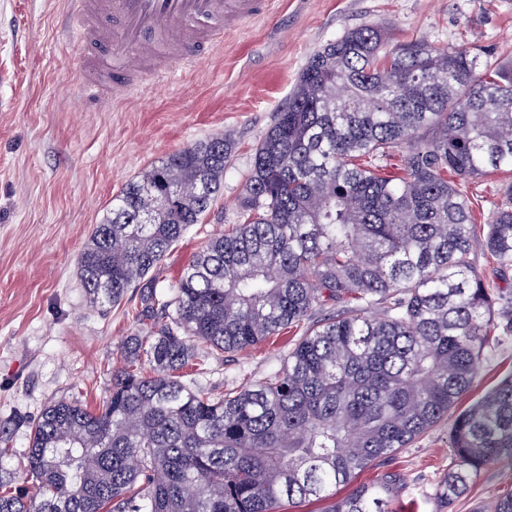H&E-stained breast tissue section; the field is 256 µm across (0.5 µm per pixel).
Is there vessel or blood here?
<instances>
[{"label":"vessel or blood","instance_id":"vessel-or-blood-1","mask_svg":"<svg viewBox=\"0 0 512 512\" xmlns=\"http://www.w3.org/2000/svg\"><path fill=\"white\" fill-rule=\"evenodd\" d=\"M269 5L270 0H74L68 33L83 52L84 94L97 99L112 74L124 77L113 84V94H132L138 87L132 75L148 61L164 70L199 64L230 22L263 14Z\"/></svg>","mask_w":512,"mask_h":512}]
</instances>
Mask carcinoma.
<instances>
[{"label":"carcinoma","mask_w":512,"mask_h":512,"mask_svg":"<svg viewBox=\"0 0 512 512\" xmlns=\"http://www.w3.org/2000/svg\"><path fill=\"white\" fill-rule=\"evenodd\" d=\"M234 149L217 134L168 155L95 226L78 258L86 296L137 293L139 329L98 407L43 410L23 453L31 486L1 475L0 512H286L448 418L512 338V289L474 262L512 267V185L485 224L460 189L512 170V69L420 37L388 45L376 25L326 43L255 147L238 222L157 289ZM294 327L281 366L245 386L216 395L180 374ZM448 445L445 505L512 458V377L456 416ZM398 484L383 475L326 512H390ZM476 512H512V489ZM475 261L479 270L494 288L512 289V269L500 272L492 260L481 252H478Z\"/></svg>","instance_id":"obj_1"}]
</instances>
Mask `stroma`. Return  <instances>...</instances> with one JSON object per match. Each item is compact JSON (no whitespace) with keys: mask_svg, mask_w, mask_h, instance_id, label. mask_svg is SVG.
Instances as JSON below:
<instances>
[{"mask_svg":"<svg viewBox=\"0 0 512 512\" xmlns=\"http://www.w3.org/2000/svg\"><path fill=\"white\" fill-rule=\"evenodd\" d=\"M68 0H0V427L16 454L44 407L61 397L96 407L112 386L124 340L136 333L124 306L91 304L78 255L113 198L144 169L216 133L236 146L224 191L191 226L154 277L169 288L206 240L237 220L256 145L288 98L308 57L344 31L376 24L388 43L423 37L438 47L483 52L512 67V0H277L224 32L196 69L147 73L137 92L105 104L81 95L83 57L58 26ZM512 174L470 180L477 223H487ZM295 332L214 360L198 383L212 392L279 368ZM512 373V340L483 360L466 409ZM451 420L360 472L401 479L393 512H472L512 489V461L487 466L450 506L435 488L452 461Z\"/></svg>","mask_w":512,"mask_h":512,"instance_id":"stroma-1","label":"stroma"}]
</instances>
